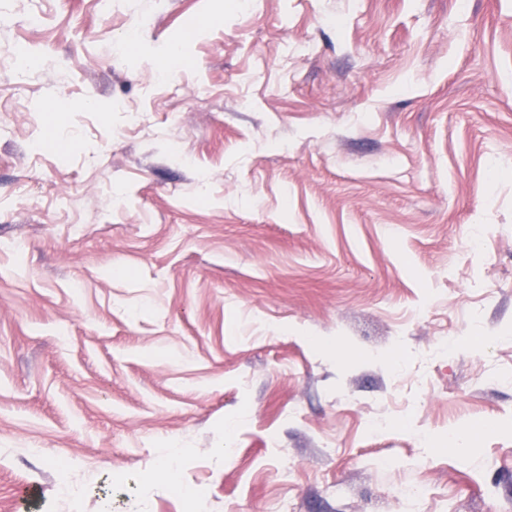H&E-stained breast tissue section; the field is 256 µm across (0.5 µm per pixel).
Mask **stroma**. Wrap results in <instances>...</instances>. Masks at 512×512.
<instances>
[{"mask_svg": "<svg viewBox=\"0 0 512 512\" xmlns=\"http://www.w3.org/2000/svg\"><path fill=\"white\" fill-rule=\"evenodd\" d=\"M188 487L512 512V0H0V512Z\"/></svg>", "mask_w": 512, "mask_h": 512, "instance_id": "35a3bbf8", "label": "stroma"}]
</instances>
